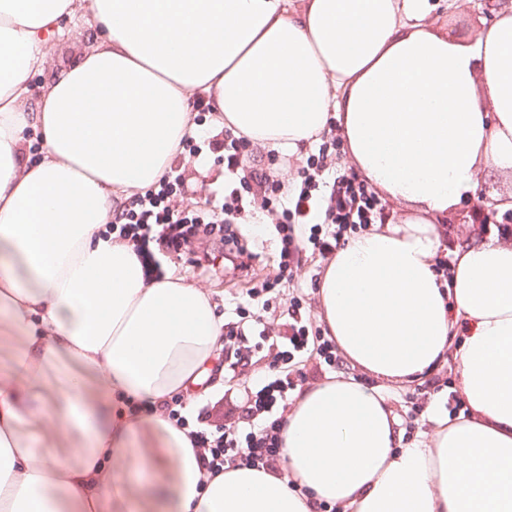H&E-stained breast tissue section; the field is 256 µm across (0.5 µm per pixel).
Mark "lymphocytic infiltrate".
I'll use <instances>...</instances> for the list:
<instances>
[{"label":"lymphocytic infiltrate","mask_w":512,"mask_h":512,"mask_svg":"<svg viewBox=\"0 0 512 512\" xmlns=\"http://www.w3.org/2000/svg\"><path fill=\"white\" fill-rule=\"evenodd\" d=\"M335 137H324L317 155L307 160L301 171V183L294 194L280 205L277 223L281 236L279 277L292 280L306 246H313L324 257L331 256L347 233L377 223L383 218V206L375 195L353 174H331L325 160ZM249 141L244 137L226 136L224 140V170L232 189L228 201L203 214L182 212L171 205L170 197L177 185L176 178L162 176L154 187L137 196L128 208L116 213L109 229L115 237L132 242L138 250L149 243L178 251L186 248L198 225L223 236L229 247L228 260L238 270L247 267L246 250L240 244L233 225L245 211L268 209L271 195L280 194V186L271 184L263 173H246L243 151ZM255 181L261 196H242L238 185ZM309 224L307 242L295 234L299 224ZM288 322L284 335L273 338L268 332L246 335L238 319L224 325V367L236 370L249 364L253 349L268 347L282 371L259 378L256 387L241 406L235 422L224 429H192L180 410L172 408L168 416L177 427L189 431L200 469L215 476L237 465H257L277 468L281 458L280 412L287 407L288 395L294 387L286 364L315 350L328 366L336 364V345L331 340L311 334L306 318L301 314L299 297H292L287 308Z\"/></svg>","instance_id":"lymphocytic-infiltrate-1"}]
</instances>
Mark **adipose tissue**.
Segmentation results:
<instances>
[{"mask_svg":"<svg viewBox=\"0 0 512 512\" xmlns=\"http://www.w3.org/2000/svg\"><path fill=\"white\" fill-rule=\"evenodd\" d=\"M434 9L0 0V512H512V241L461 240L447 279L435 262L440 217L480 174L512 177V5L470 43ZM78 15L98 38L36 85ZM194 96L213 125L296 158L337 121L359 177L408 211L328 261L318 318L351 371L295 395L272 472L200 470L165 405L218 358L224 316L104 231L195 136ZM447 360L465 413L434 404L430 439L402 446L382 383Z\"/></svg>","mask_w":512,"mask_h":512,"instance_id":"1","label":"adipose tissue"}]
</instances>
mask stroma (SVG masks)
Returning a JSON list of instances; mask_svg holds the SVG:
<instances>
[{
  "label": "stroma",
  "instance_id": "35a3bbf8",
  "mask_svg": "<svg viewBox=\"0 0 512 512\" xmlns=\"http://www.w3.org/2000/svg\"><path fill=\"white\" fill-rule=\"evenodd\" d=\"M432 18L438 30L448 34L449 38L462 42L475 39L480 30L492 21L491 15L484 13L479 0H440ZM89 46L86 19L82 16L76 17L69 31L54 40L48 48L44 65L46 77L58 74ZM244 159L248 167L263 170L275 183L289 189L299 182L300 172L306 165L302 159L291 160L287 165L282 164L275 159L273 151L258 143L245 151ZM172 171L179 177V188L171 198L172 204L180 209L188 206L208 207L212 190L224 182V147L222 144H215L213 148L203 149L198 156L190 151H183ZM472 212L473 201L469 198L462 199L449 209L443 226L445 248H453L457 242L475 233H496V225L473 223ZM275 219V214L257 213L254 224L243 233L244 244L259 255L248 275H232L221 268L202 275L195 267L192 252L177 255L155 247L150 248L145 255L147 271L160 274L173 268L198 286L219 291V312L223 313L225 320H235L233 299L245 296L247 290L256 282L274 280L279 272L280 243L274 228ZM325 265V259L309 250L304 252L296 274L297 280L303 286L301 312L315 330L321 327L317 319L315 291ZM271 362L272 359L266 352L253 353L250 365L243 371L225 375L223 389L207 392L197 399L193 405L194 410H201L205 406L211 409L209 416L203 419L204 426L211 429L224 426L227 409L246 398L254 388L256 380L268 374ZM454 382L455 364L448 361L426 382L394 389L392 403L404 428V445L429 438L434 424L429 417L428 408L434 400H443L444 407L448 410L460 405V398L450 392Z\"/></svg>",
  "mask_w": 512,
  "mask_h": 512
}]
</instances>
